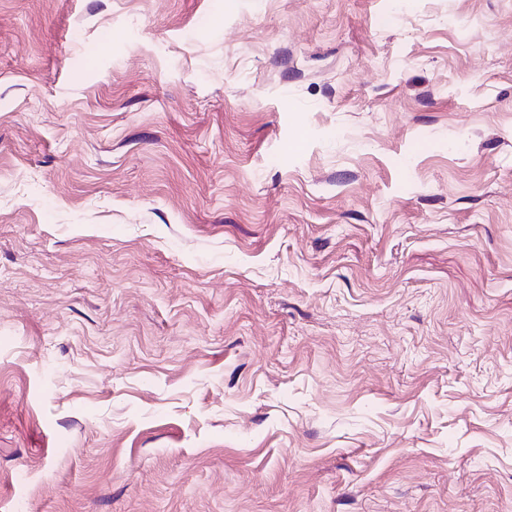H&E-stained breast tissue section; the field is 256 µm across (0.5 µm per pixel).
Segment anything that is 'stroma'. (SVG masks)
I'll return each mask as SVG.
<instances>
[{
	"instance_id": "1",
	"label": "stroma",
	"mask_w": 512,
	"mask_h": 512,
	"mask_svg": "<svg viewBox=\"0 0 512 512\" xmlns=\"http://www.w3.org/2000/svg\"><path fill=\"white\" fill-rule=\"evenodd\" d=\"M0 512H512V0H0Z\"/></svg>"
}]
</instances>
